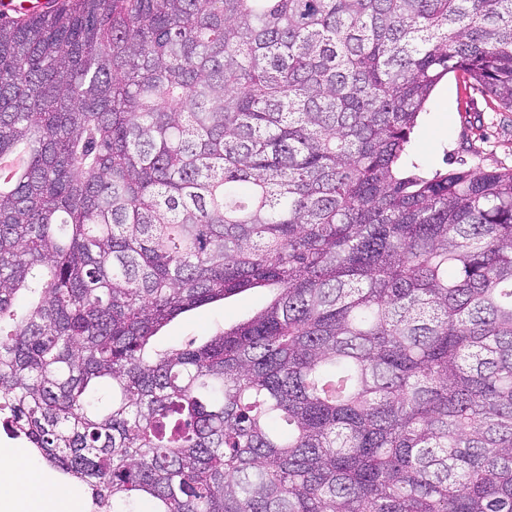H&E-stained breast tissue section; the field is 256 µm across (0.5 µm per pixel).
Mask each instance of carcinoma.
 Returning <instances> with one entry per match:
<instances>
[{"mask_svg":"<svg viewBox=\"0 0 512 512\" xmlns=\"http://www.w3.org/2000/svg\"><path fill=\"white\" fill-rule=\"evenodd\" d=\"M451 72L512 110V0L1 19L5 428L92 512H512V169L409 160ZM269 300L262 288L245 291L220 302L207 304L182 314L169 322L157 336L161 346L181 345L189 338L202 343L260 310Z\"/></svg>","mask_w":512,"mask_h":512,"instance_id":"obj_1","label":"carcinoma"}]
</instances>
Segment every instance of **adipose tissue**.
<instances>
[{
	"instance_id": "ef3b65f1",
	"label": "adipose tissue",
	"mask_w": 512,
	"mask_h": 512,
	"mask_svg": "<svg viewBox=\"0 0 512 512\" xmlns=\"http://www.w3.org/2000/svg\"><path fill=\"white\" fill-rule=\"evenodd\" d=\"M0 470L13 475L6 485L9 499L38 507L40 512H74L75 502L61 489L46 485L31 472L21 452L8 455L5 462L0 463Z\"/></svg>"
}]
</instances>
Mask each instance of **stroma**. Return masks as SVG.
<instances>
[{"label":"stroma","instance_id":"stroma-1","mask_svg":"<svg viewBox=\"0 0 512 512\" xmlns=\"http://www.w3.org/2000/svg\"><path fill=\"white\" fill-rule=\"evenodd\" d=\"M413 160L435 171L472 165L512 168V112H500L490 97L465 89L448 76L433 91L414 130ZM269 299L262 288L207 304L182 314L159 333L161 346L183 344L189 338L203 342L260 310Z\"/></svg>","mask_w":512,"mask_h":512}]
</instances>
